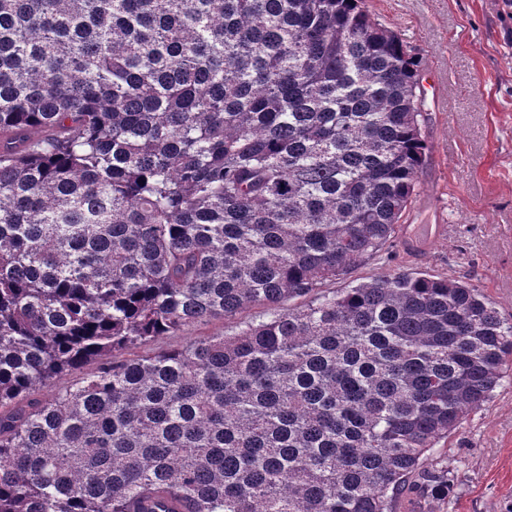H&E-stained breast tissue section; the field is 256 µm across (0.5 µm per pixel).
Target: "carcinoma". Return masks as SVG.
<instances>
[{"label": "carcinoma", "mask_w": 512, "mask_h": 512, "mask_svg": "<svg viewBox=\"0 0 512 512\" xmlns=\"http://www.w3.org/2000/svg\"><path fill=\"white\" fill-rule=\"evenodd\" d=\"M425 103L365 0H0V512L448 497L425 460L492 399L512 322L426 271L318 292L392 243ZM267 317V311L264 306L255 305L241 311L235 319L224 321L223 318L212 319L206 323L193 324L185 327L176 336H164L156 342L146 347L127 349L122 352L114 353V360L121 361L144 354L147 351L157 352L165 349H174L185 345L187 342L199 337L231 335L239 325L244 322L260 321Z\"/></svg>", "instance_id": "cac0c4a2"}]
</instances>
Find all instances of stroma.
<instances>
[{"mask_svg": "<svg viewBox=\"0 0 512 512\" xmlns=\"http://www.w3.org/2000/svg\"><path fill=\"white\" fill-rule=\"evenodd\" d=\"M372 15L419 55L426 83L448 90L427 103L423 131L431 150L419 192L402 219L423 238L421 253L393 244L355 271L361 281L396 269L426 270L476 286L512 320V0H367ZM255 305L235 319L185 327L149 344L157 352L199 337L233 334L265 319ZM492 401L471 412L427 460L449 470L448 499L412 494L396 512H512V366Z\"/></svg>", "mask_w": 512, "mask_h": 512, "instance_id": "stroma-1", "label": "stroma"}]
</instances>
